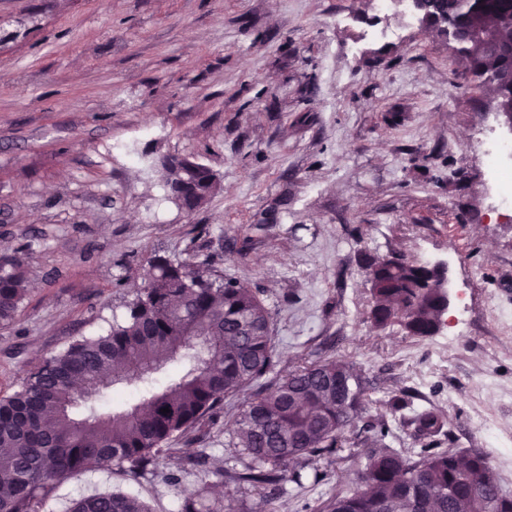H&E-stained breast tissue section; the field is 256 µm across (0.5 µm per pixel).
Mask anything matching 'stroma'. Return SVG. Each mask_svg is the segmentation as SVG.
I'll use <instances>...</instances> for the list:
<instances>
[{"mask_svg": "<svg viewBox=\"0 0 512 512\" xmlns=\"http://www.w3.org/2000/svg\"><path fill=\"white\" fill-rule=\"evenodd\" d=\"M380 25L398 37L369 39ZM462 72L446 40L377 18L372 0H0V256L28 288L0 325V398L121 317L154 254L210 261L264 290L276 373L338 337L381 390L442 409L455 447L481 451L494 434L512 493V213L493 209L475 148L512 131ZM175 156L222 181L197 211L167 196ZM364 250L447 261L451 294L468 300L453 343L370 326ZM231 430L227 414L197 429V468L171 455L179 485L92 469L39 512L115 488L152 512L190 493L223 512L228 491L207 473L232 464ZM362 465L248 507L326 512Z\"/></svg>", "mask_w": 512, "mask_h": 512, "instance_id": "obj_1", "label": "stroma"}]
</instances>
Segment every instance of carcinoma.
<instances>
[{
    "instance_id": "carcinoma-1",
    "label": "carcinoma",
    "mask_w": 512,
    "mask_h": 512,
    "mask_svg": "<svg viewBox=\"0 0 512 512\" xmlns=\"http://www.w3.org/2000/svg\"><path fill=\"white\" fill-rule=\"evenodd\" d=\"M427 30L448 20L452 42L468 61L476 86L496 96L512 116V0H427ZM481 19L496 47L477 40ZM169 194L191 210L221 188L209 167L188 157L164 164ZM371 306L368 319L384 330L435 334L439 296L425 263L362 252ZM26 295L25 271L0 257V324L8 325ZM273 315L263 290L246 288L209 263L156 254L127 314L106 332L72 340L0 398V512H37L61 479L116 465L137 477L158 471L169 445L274 370ZM373 376L354 361L326 352L303 363L237 404L229 447L235 463L224 486L266 500L283 485L327 481L335 467L365 448L358 482L337 487L331 512H512L487 457L444 447L448 417L414 407L404 389L388 401L372 398ZM88 404L82 418L72 415ZM389 412L367 415L370 406ZM167 408L164 414L160 409ZM417 447L395 448L393 423ZM69 512H151L121 491L83 496Z\"/></svg>"
}]
</instances>
